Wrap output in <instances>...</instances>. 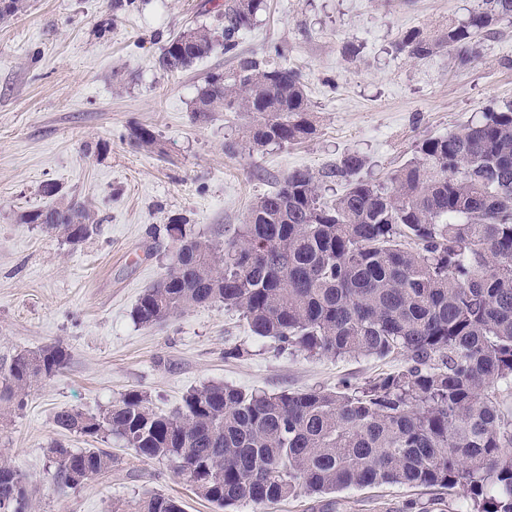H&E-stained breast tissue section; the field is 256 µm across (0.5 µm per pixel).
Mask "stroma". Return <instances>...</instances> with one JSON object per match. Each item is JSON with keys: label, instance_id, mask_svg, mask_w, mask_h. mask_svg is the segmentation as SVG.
<instances>
[{"label": "stroma", "instance_id": "stroma-1", "mask_svg": "<svg viewBox=\"0 0 512 512\" xmlns=\"http://www.w3.org/2000/svg\"><path fill=\"white\" fill-rule=\"evenodd\" d=\"M223 2L136 0L116 12L112 0H23L21 12L0 21V365L54 344L71 354L22 409L0 417V459L35 486L27 512H111L115 501L154 493L179 499L184 512H216L167 464L136 459L112 439L104 445L121 462L110 479L60 488L52 446L85 445L56 426L60 411L96 414L138 390L169 413L208 384L323 390L403 369L399 355L333 359L280 348L218 303L151 327L132 312L170 266L171 219L232 235L293 170L316 173L357 152L366 159L361 178L382 181L414 159L421 140L512 102V18L481 40L466 69L445 52L419 60L396 49L402 32H436L478 0H268L234 53L215 50L175 75L157 70L173 36L217 27ZM244 58L299 71L314 134L256 146L244 135L247 114L195 117L207 76L232 73ZM140 125L157 131L154 151L130 146ZM48 182L95 217L97 233L78 247L20 221L48 205ZM236 346L245 356L226 357ZM412 502L466 512L469 499L461 488L389 484L264 509L243 502L233 512H410Z\"/></svg>", "mask_w": 512, "mask_h": 512}]
</instances>
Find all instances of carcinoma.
Here are the masks:
<instances>
[{
  "mask_svg": "<svg viewBox=\"0 0 512 512\" xmlns=\"http://www.w3.org/2000/svg\"><path fill=\"white\" fill-rule=\"evenodd\" d=\"M462 21L434 34L406 31L396 49L414 58L447 51L460 66L478 59V42L512 18V0H480ZM267 0H224L221 26L172 37L158 69L179 73L215 49L230 53L265 11ZM244 112L249 140L285 144L315 130L301 74L244 59L231 75L212 74L194 112ZM130 144L151 151L158 134L136 127ZM418 156L384 182L358 177L357 153L315 176L288 173L258 198L234 235L219 241L186 224L166 225L171 266L139 299L143 326L221 302L260 338L311 355H401L408 366L362 385L265 392L232 385L188 391L179 410L156 412L130 391L99 415L57 414L64 431L92 440L112 436L141 460L165 462L200 498L226 510L275 504L302 494L403 484L461 487L468 512H512V104L475 124L417 147ZM343 192L327 200L319 182ZM22 215L72 246L97 224L83 203L57 199ZM70 354L61 344L20 351L0 367V413L25 404L29 390L54 376ZM56 483L77 489L112 475L108 448L57 443ZM29 481L0 462V512H25ZM113 512H184L153 494L116 503Z\"/></svg>",
  "mask_w": 512,
  "mask_h": 512,
  "instance_id": "carcinoma-1",
  "label": "carcinoma"
}]
</instances>
